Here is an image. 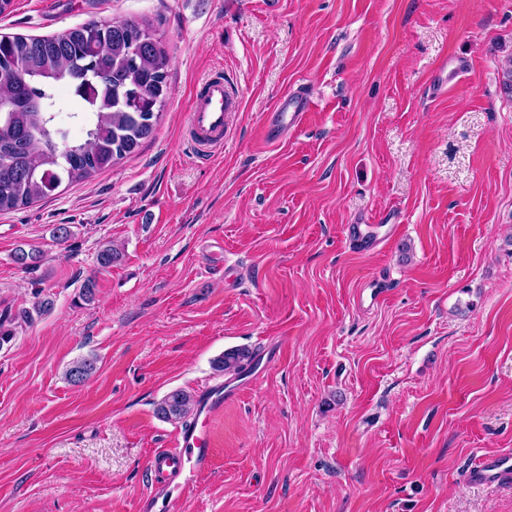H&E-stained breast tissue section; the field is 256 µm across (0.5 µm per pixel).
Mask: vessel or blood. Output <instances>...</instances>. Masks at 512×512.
Listing matches in <instances>:
<instances>
[{
    "label": "vessel or blood",
    "mask_w": 512,
    "mask_h": 512,
    "mask_svg": "<svg viewBox=\"0 0 512 512\" xmlns=\"http://www.w3.org/2000/svg\"><path fill=\"white\" fill-rule=\"evenodd\" d=\"M309 102L293 95L283 96L275 112L263 122V135L268 142L280 139L284 129L300 127L307 116ZM237 96L228 88L223 77L206 79L198 88L192 102L187 122L189 141L194 151L210 157L224 148L228 132V118L239 111ZM241 387L231 382L208 393L199 404L190 425L176 435L172 447L158 448L148 459L151 474L162 479L177 478L181 489L193 491L198 474L211 469L213 464L212 423L223 410L225 403L237 396ZM466 480L473 485H488L512 479V458L508 456L485 458L465 472Z\"/></svg>",
    "instance_id": "1"
}]
</instances>
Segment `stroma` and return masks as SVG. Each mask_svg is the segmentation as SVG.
I'll use <instances>...</instances> for the list:
<instances>
[{
	"mask_svg": "<svg viewBox=\"0 0 512 512\" xmlns=\"http://www.w3.org/2000/svg\"><path fill=\"white\" fill-rule=\"evenodd\" d=\"M112 19L157 30L171 94L136 153L0 213V320L53 303L0 347V512H164L156 406L227 381L231 348L278 358L183 512H512V483L463 477L512 454V0H14L0 34ZM217 73L241 106L202 159L187 114ZM290 91L308 119L267 142Z\"/></svg>",
	"mask_w": 512,
	"mask_h": 512,
	"instance_id": "obj_1",
	"label": "stroma"
}]
</instances>
